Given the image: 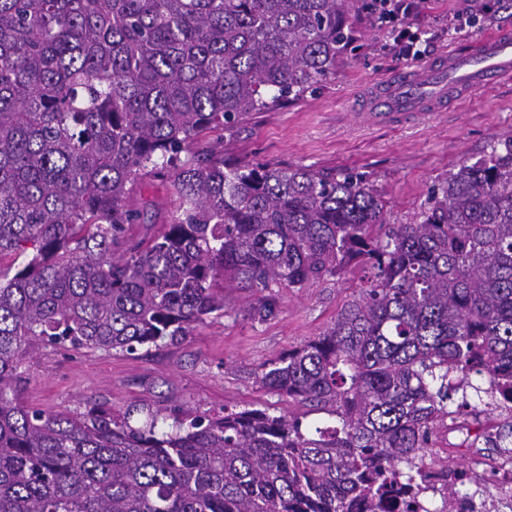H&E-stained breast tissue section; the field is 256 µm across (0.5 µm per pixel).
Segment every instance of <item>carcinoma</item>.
I'll return each instance as SVG.
<instances>
[{"mask_svg": "<svg viewBox=\"0 0 512 512\" xmlns=\"http://www.w3.org/2000/svg\"><path fill=\"white\" fill-rule=\"evenodd\" d=\"M353 0H0V512H383L446 421L512 414V136L385 222L364 176L224 161L230 130L336 76ZM168 176L138 241L133 187ZM356 266L319 336L254 371L301 413L50 412L34 344L132 354ZM325 414L323 423H310ZM512 446L509 421L484 439Z\"/></svg>", "mask_w": 512, "mask_h": 512, "instance_id": "1", "label": "carcinoma"}]
</instances>
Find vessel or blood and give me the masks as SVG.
Masks as SVG:
<instances>
[{
  "label": "vessel or blood",
  "mask_w": 512,
  "mask_h": 512,
  "mask_svg": "<svg viewBox=\"0 0 512 512\" xmlns=\"http://www.w3.org/2000/svg\"><path fill=\"white\" fill-rule=\"evenodd\" d=\"M512 75V33L501 31L484 37L473 48L453 49L442 61L413 71L397 80L387 81L377 91L366 120L375 121L380 109L393 116L410 117L421 113L429 90L445 92L450 78H462L472 86H482Z\"/></svg>",
  "instance_id": "1"
}]
</instances>
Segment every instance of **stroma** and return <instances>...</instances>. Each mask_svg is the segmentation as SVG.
I'll return each instance as SVG.
<instances>
[{"label": "stroma", "instance_id": "1", "mask_svg": "<svg viewBox=\"0 0 512 512\" xmlns=\"http://www.w3.org/2000/svg\"><path fill=\"white\" fill-rule=\"evenodd\" d=\"M406 22L417 32L422 63L462 44H475L491 31H512V9L499 0H409ZM470 13L475 24L449 29L451 17ZM354 41L342 55L336 76L288 106L253 113L230 131L203 134L199 145L224 142V156L239 163L304 167L364 174L386 201V221L412 222L432 183L463 162H475L491 143L512 135V77L476 89L446 111L418 123L358 126L353 114L370 87L409 67L405 46L381 20L375 0H357L351 16ZM131 202L143 204L155 224L167 221L168 178L137 185ZM361 272L342 275L303 290L283 288L272 316L251 314L254 299L232 288L228 311L214 315L174 345L130 355L94 348L39 346L26 358L20 399L52 411H85L93 403L122 411L148 405L174 413L212 414L271 408L295 412L294 403L262 388L253 372L318 336L351 300Z\"/></svg>", "mask_w": 512, "mask_h": 512}]
</instances>
